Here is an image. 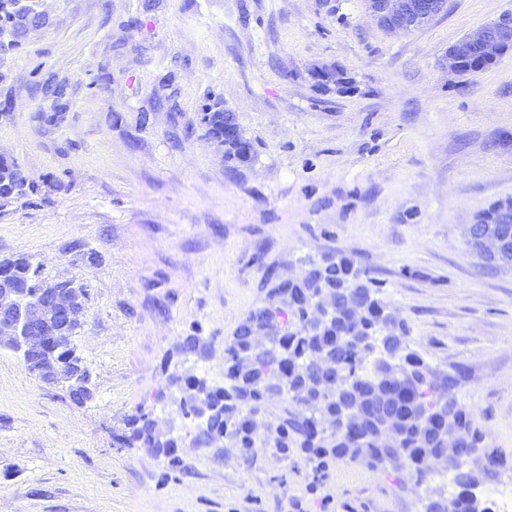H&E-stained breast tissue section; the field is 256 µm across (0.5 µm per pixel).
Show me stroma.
<instances>
[{"instance_id":"obj_1","label":"stroma","mask_w":512,"mask_h":512,"mask_svg":"<svg viewBox=\"0 0 512 512\" xmlns=\"http://www.w3.org/2000/svg\"><path fill=\"white\" fill-rule=\"evenodd\" d=\"M48 29L0 55V156L37 193L0 208V262L85 286L76 338L96 375L78 406L0 349V512H422L408 471L297 452L192 447L167 368L223 381L224 343L304 262L351 257L410 349L447 374L512 483V268L466 227L512 198V51L471 76L449 47L512 0H448L381 31L364 0H41ZM335 65L347 90L309 76ZM68 83L59 123L46 83ZM219 95L252 140L225 160L199 120ZM202 336L209 360L182 352ZM148 414L182 441L171 467L132 442Z\"/></svg>"}]
</instances>
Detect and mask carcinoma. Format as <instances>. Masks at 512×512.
<instances>
[{
    "label": "carcinoma",
    "instance_id": "carcinoma-1",
    "mask_svg": "<svg viewBox=\"0 0 512 512\" xmlns=\"http://www.w3.org/2000/svg\"><path fill=\"white\" fill-rule=\"evenodd\" d=\"M45 94L53 103L45 120H62L66 83L46 87ZM200 125L205 136L224 145L221 97L207 98ZM30 191L19 165L0 157V207ZM503 210H512V198L495 202L476 221L493 223ZM357 284L367 292L362 315L338 306L327 319L310 321L304 300ZM392 327L380 285L362 278L351 259L332 255L319 262L310 260L300 277L275 284L268 303L251 310L224 343L222 382H212L204 373L186 376L174 370L168 384L181 394L180 407L186 415L195 411L199 394L211 392L209 411L196 429L251 455L258 448L278 454L298 448L309 460H318L319 469L330 461L348 460L383 473L397 471L398 457L413 469L416 485L421 486L431 480L430 469L424 466L426 456L457 434L486 460L487 467L499 465L502 457L497 452L478 447L473 413L441 388L437 370L415 351L387 352L386 334ZM258 334L273 337L271 350L256 342ZM322 353L336 358L332 386L312 369ZM136 423V440L149 448L168 449L169 462L180 463L169 452L174 439L157 433L149 416H140ZM386 426L399 439L394 452L379 446L378 434ZM467 465L465 460L448 462L455 492L447 496L440 489L430 490L424 512H432L434 500L440 498L452 506V512H491L474 492L476 481Z\"/></svg>",
    "mask_w": 512,
    "mask_h": 512
}]
</instances>
